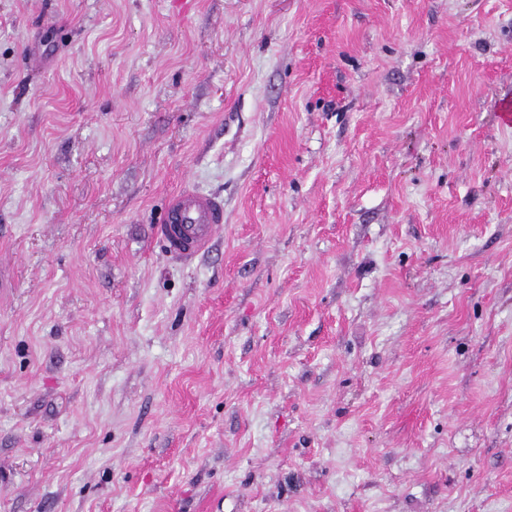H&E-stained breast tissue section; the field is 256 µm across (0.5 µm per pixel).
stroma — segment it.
Here are the masks:
<instances>
[{
    "mask_svg": "<svg viewBox=\"0 0 512 512\" xmlns=\"http://www.w3.org/2000/svg\"><path fill=\"white\" fill-rule=\"evenodd\" d=\"M505 102L512 0H0V512H512ZM223 223L224 207L218 198L182 189L168 196L155 236L169 255L190 262L209 251Z\"/></svg>",
    "mask_w": 512,
    "mask_h": 512,
    "instance_id": "35a3bbf8",
    "label": "stroma"
}]
</instances>
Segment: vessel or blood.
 <instances>
[{"mask_svg": "<svg viewBox=\"0 0 512 512\" xmlns=\"http://www.w3.org/2000/svg\"><path fill=\"white\" fill-rule=\"evenodd\" d=\"M223 228L224 207L218 198L183 189L168 196L155 236L169 255L189 262L208 252Z\"/></svg>", "mask_w": 512, "mask_h": 512, "instance_id": "b4317fda", "label": "vessel or blood"}]
</instances>
